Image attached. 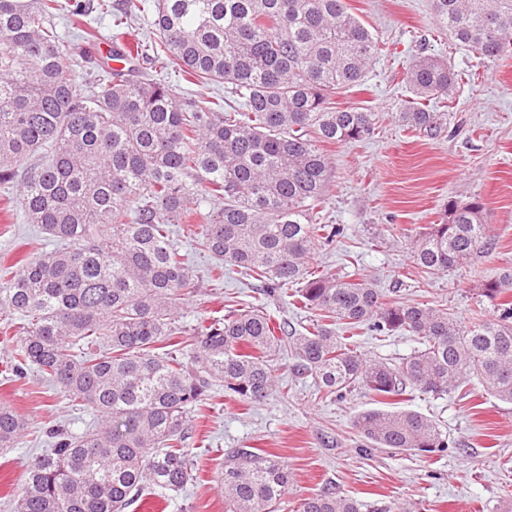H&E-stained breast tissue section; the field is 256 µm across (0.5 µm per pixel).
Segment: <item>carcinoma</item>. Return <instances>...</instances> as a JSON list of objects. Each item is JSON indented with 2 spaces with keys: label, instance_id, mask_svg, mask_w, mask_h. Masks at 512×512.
<instances>
[{
  "label": "carcinoma",
  "instance_id": "cac0c4a2",
  "mask_svg": "<svg viewBox=\"0 0 512 512\" xmlns=\"http://www.w3.org/2000/svg\"><path fill=\"white\" fill-rule=\"evenodd\" d=\"M150 6L153 37L126 41L129 21ZM431 7L439 30L480 61L512 55V0ZM65 8L112 17V56L127 66L101 61L78 86L55 24ZM381 51L347 0H0V182L24 173L26 222L60 243L0 269V310L20 320L14 372L36 367L99 416L80 436L52 430L54 448L27 463L14 512H125L147 488L159 497L183 489L194 479L190 409L217 390L264 401L283 349L321 399L358 385L384 404L408 391L460 393L476 380L512 402L511 271L482 281L494 314L466 325L446 309L387 301L366 277L311 266L340 234L320 214L331 171L320 144L373 134L372 114L336 107V95L361 84ZM143 64L198 86L222 83L236 104L181 100ZM461 80L439 58L415 57L395 118L439 138ZM179 224L217 261L215 276L237 267L267 299L291 289L315 319L301 331L251 304L198 321L183 353L180 311L196 281L172 241ZM409 239L431 274L495 245L482 204L455 200ZM364 329L419 347L395 364L368 360L353 340ZM160 343L167 352H156ZM353 426L369 451L448 449L439 425L410 410L368 409ZM26 432L1 403L0 446ZM220 483L225 512H277L288 471L271 454L235 448ZM363 507L325 489L297 512Z\"/></svg>",
  "mask_w": 512,
  "mask_h": 512
}]
</instances>
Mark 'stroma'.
<instances>
[{
  "instance_id": "stroma-1",
  "label": "stroma",
  "mask_w": 512,
  "mask_h": 512,
  "mask_svg": "<svg viewBox=\"0 0 512 512\" xmlns=\"http://www.w3.org/2000/svg\"><path fill=\"white\" fill-rule=\"evenodd\" d=\"M347 2L385 48L363 84L338 94L336 104L373 113L375 131L364 142L327 148L332 171L322 213L344 234L319 248L313 265L339 277L367 276L388 299L445 308L465 324L490 316L480 284L512 267V56L477 65L437 30L430 0ZM420 55L439 57L463 77L448 111V132L435 140L414 136L393 116L396 102L408 95L403 68ZM474 199L484 205L494 249L449 272H423L410 256L405 231L439 223L447 201ZM177 243L200 280L181 325L188 329L197 318H220L254 303V280L229 266L215 280L212 258L188 238ZM51 248L41 228L24 219L20 182L0 184V266ZM358 346L369 358L396 363L416 343L409 336L366 333ZM11 361L12 346L0 332V403L28 422L19 445L0 448V512H12L29 458L53 444L51 429L78 436L96 421L35 369L12 375ZM272 366L281 388L263 403L248 405L219 393L193 408L188 446L197 481L171 493L169 506L147 494L127 512H225L217 475L225 454L245 447L274 454L287 468L279 512H296L304 498L327 487L370 506L398 500L420 512H512V403L479 387L464 396L400 397L398 408L441 425L447 451L423 456L381 448L367 456L353 420L375 408L372 395L357 387L342 399L322 400L312 377H294L290 356H276Z\"/></svg>"
}]
</instances>
